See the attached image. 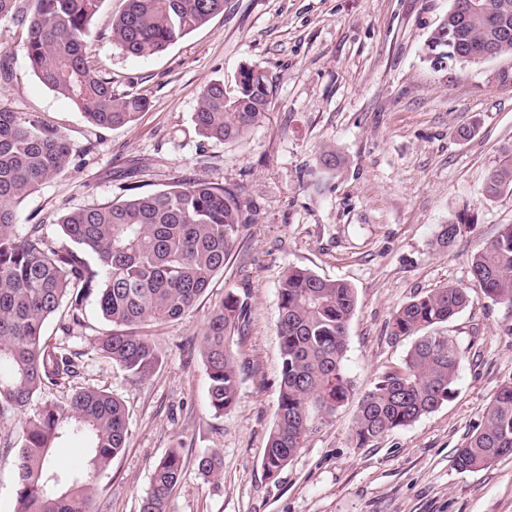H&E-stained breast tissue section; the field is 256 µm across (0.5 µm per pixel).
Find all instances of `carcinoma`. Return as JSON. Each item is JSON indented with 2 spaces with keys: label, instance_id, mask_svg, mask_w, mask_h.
Returning <instances> with one entry per match:
<instances>
[{
  "label": "carcinoma",
  "instance_id": "cac0c4a2",
  "mask_svg": "<svg viewBox=\"0 0 512 512\" xmlns=\"http://www.w3.org/2000/svg\"><path fill=\"white\" fill-rule=\"evenodd\" d=\"M470 2L452 0L427 47L456 64L469 63L451 55L463 46H491L497 57L512 56V0H480L485 9L467 12ZM100 3L36 0L30 14L22 0H0V21L27 26L25 54L42 84L82 110L91 125L121 127L147 101L115 93L112 79L87 61L90 23ZM223 11L224 0H124L112 19V42L128 56L159 54ZM271 104L268 72L247 65L233 91L222 80L204 87L193 123L204 138L237 141L263 122ZM72 155L64 136L0 106V422L26 415L17 512H93L94 478L122 453L128 431L123 403L104 390L84 387L65 402L34 403L42 389L77 375L74 353L45 339L47 320L68 299V316L80 324L82 301L95 292L107 326L96 338L97 353L146 378L162 363L148 329L178 320L195 306L224 270L245 223L238 190L196 180L68 212L59 220L65 244L46 236L41 224L18 229L15 205L59 175ZM503 193L512 194V150L487 178V196ZM468 228L462 215L441 225L437 245L451 246ZM471 275L488 299L512 304V224L473 256ZM468 301L467 289L446 285L414 296L393 313L390 334L415 341L403 366L382 375L359 401L358 446L415 423L452 397L460 354L437 326ZM355 306V289L345 281L296 266L283 274L280 385L263 458L268 476L278 475L303 447L313 417L330 416L348 400L344 359ZM247 322L246 303L229 290L204 328L207 399L218 415L232 410L239 397L241 376L231 343ZM73 438L84 442L85 454L62 465L52 449ZM506 456H512V382L496 391L483 425L457 449L456 464L477 471ZM198 468L207 477L219 475V455L201 456ZM183 472L181 449H168L153 466L141 512H170Z\"/></svg>",
  "mask_w": 512,
  "mask_h": 512
}]
</instances>
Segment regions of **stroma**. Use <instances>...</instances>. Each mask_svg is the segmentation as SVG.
Instances as JSON below:
<instances>
[{"label": "stroma", "mask_w": 512, "mask_h": 512, "mask_svg": "<svg viewBox=\"0 0 512 512\" xmlns=\"http://www.w3.org/2000/svg\"><path fill=\"white\" fill-rule=\"evenodd\" d=\"M452 0H224V10L166 51L124 55L112 43L123 0H103L91 22L89 61L118 93L146 98L138 118L96 128L67 99L42 85L23 50L26 27L0 22V105L58 131L76 153L65 171L26 197L19 221L40 224L55 242L63 213L125 198L135 184L153 193L205 180L242 188L246 222L223 273L178 321L153 328L161 365L145 379L96 355L102 331L94 299L83 323L56 316L46 334L67 341L80 375L44 391L66 400L93 386L128 413L124 451L101 472L93 512H140L153 464L182 449L186 467L171 512H512V457L476 472L456 468L457 448L478 429L486 407L512 382V305L474 287L471 260L503 225L512 195L485 196L487 175L512 148V87L493 74L512 57L436 67L427 41ZM247 64L264 67L273 102L244 139L220 143L196 131L203 87L233 85ZM469 137H460L461 127ZM334 168L320 162L325 150ZM468 214L470 227L436 249L442 224ZM290 266L349 282L357 302L345 367L351 395L316 419L303 448L276 477L263 456L277 405L281 359L278 288ZM455 285L470 302L440 329L461 355L455 392L433 413L359 448L358 402L377 378L404 363L410 339L390 335L393 312L413 296ZM245 296L249 323L233 351L243 365L239 399L218 416L207 402L201 356L204 327L226 291ZM24 423L0 426V512H16L17 450ZM218 452L221 474L197 460Z\"/></svg>", "instance_id": "stroma-1"}]
</instances>
